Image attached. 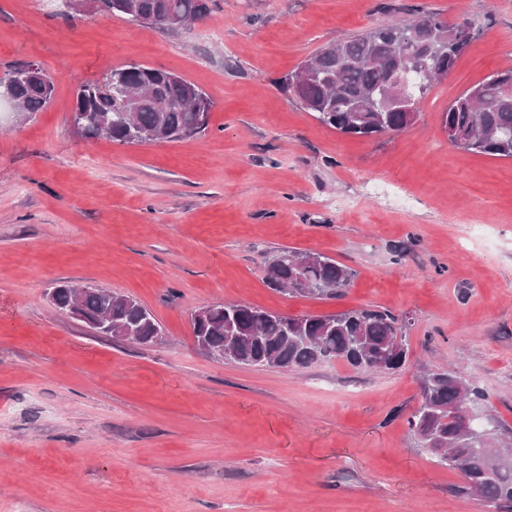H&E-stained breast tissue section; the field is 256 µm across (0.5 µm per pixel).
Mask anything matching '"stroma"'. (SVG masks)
I'll use <instances>...</instances> for the list:
<instances>
[{
	"instance_id": "1",
	"label": "stroma",
	"mask_w": 512,
	"mask_h": 512,
	"mask_svg": "<svg viewBox=\"0 0 512 512\" xmlns=\"http://www.w3.org/2000/svg\"><path fill=\"white\" fill-rule=\"evenodd\" d=\"M474 35L416 121L371 138L319 123L282 79L319 48L416 7ZM54 80L25 121L0 108V512H494L406 421L426 368L477 380L512 429V159L452 147L442 114L512 67V0H215L166 34L91 0H0V75ZM129 62L212 100L208 127L118 145L72 134L79 83ZM288 247L354 270L320 300L269 288ZM64 279L128 295L164 344L115 343L57 311ZM377 306L410 322L396 373L269 369L194 344L191 314Z\"/></svg>"
}]
</instances>
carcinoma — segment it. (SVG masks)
Returning <instances> with one entry per match:
<instances>
[{"label":"carcinoma","instance_id":"carcinoma-1","mask_svg":"<svg viewBox=\"0 0 512 512\" xmlns=\"http://www.w3.org/2000/svg\"><path fill=\"white\" fill-rule=\"evenodd\" d=\"M108 13L137 25L150 18L161 29L169 14L203 17L210 0H103ZM463 23H449L422 9L409 23L387 22L337 43L321 47L303 62L313 76L301 88V106L321 124L343 134L370 137L400 131L413 123L411 113L383 106L385 87L409 62L450 71L471 37L449 43L423 38L427 32L448 33ZM28 63L13 66L0 84L24 115L45 108L53 97L54 81L43 68L26 71ZM512 68L495 72L458 97L443 113L448 142L463 151L512 158V95L499 89ZM213 102L195 84L174 72L127 63L89 80L76 93L70 119L83 126L84 137L105 138L118 145L173 142L191 138L209 124ZM351 268L315 252L288 247L272 252L264 266V280L276 291L288 292L305 281L309 296L330 299L348 288ZM76 284L53 282V304L66 311L74 300ZM80 325L90 334L115 340L98 328L106 318L112 327H128L139 344H150L165 332L162 324L131 296L114 295L88 285L80 297ZM195 340H204L212 352H222L228 337H236L230 361L263 368H307L340 362L354 371L396 372L408 357L405 321L389 311L372 307L334 314L296 316L269 312L250 305L226 302L212 305L208 316L194 320ZM420 403L408 417L409 435L435 462L458 471L463 490L477 494L498 509L512 512V464L498 461L496 448L512 444L491 416L485 417L488 438L466 439L465 408L485 409L486 394L459 372L430 371L421 380Z\"/></svg>","mask_w":512,"mask_h":512}]
</instances>
